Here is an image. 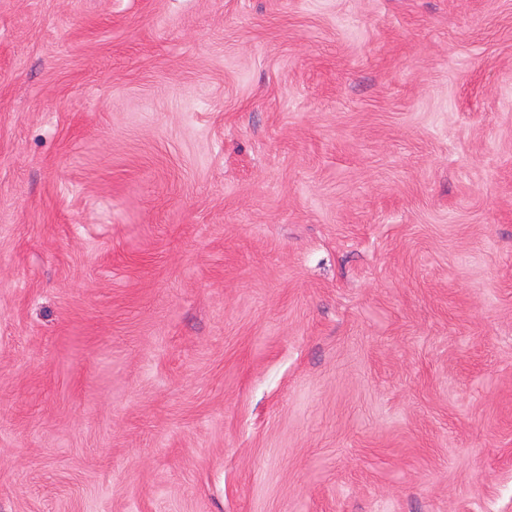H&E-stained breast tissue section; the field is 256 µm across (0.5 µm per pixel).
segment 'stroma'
<instances>
[{"mask_svg":"<svg viewBox=\"0 0 512 512\" xmlns=\"http://www.w3.org/2000/svg\"><path fill=\"white\" fill-rule=\"evenodd\" d=\"M0 512H512V0H0Z\"/></svg>","mask_w":512,"mask_h":512,"instance_id":"1","label":"stroma"}]
</instances>
